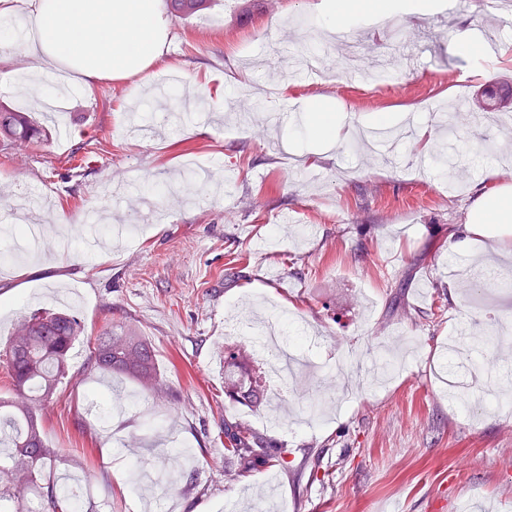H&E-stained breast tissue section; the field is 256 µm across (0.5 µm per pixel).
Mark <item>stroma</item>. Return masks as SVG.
Instances as JSON below:
<instances>
[{
  "label": "stroma",
  "instance_id": "obj_1",
  "mask_svg": "<svg viewBox=\"0 0 512 512\" xmlns=\"http://www.w3.org/2000/svg\"><path fill=\"white\" fill-rule=\"evenodd\" d=\"M311 0H233L172 17L159 71L175 68L197 95L140 96L142 118L173 113L146 139L126 133V82L64 105L69 136L0 140L7 203L38 196L37 221L126 210L111 246L47 238L0 276V350L19 317L81 296L77 340L44 431L57 475L82 477L84 512H512V412L466 413L455 394L480 391L472 362L512 374V252L449 250L479 185L512 135L501 124L442 129L437 107L474 101L512 80V30L495 57L454 43L480 35L493 0H443L441 11L356 20L326 37ZM325 57L297 79L290 58ZM222 97L223 111L212 108ZM325 97L342 132L311 141L295 119ZM396 136L367 140L375 113ZM431 142L404 137L406 124ZM287 319L304 373L288 375L282 415L224 398L220 346L262 352L252 313ZM151 340L162 390L146 395L90 360L105 321ZM239 421L284 446L283 459L239 472L219 433Z\"/></svg>",
  "mask_w": 512,
  "mask_h": 512
}]
</instances>
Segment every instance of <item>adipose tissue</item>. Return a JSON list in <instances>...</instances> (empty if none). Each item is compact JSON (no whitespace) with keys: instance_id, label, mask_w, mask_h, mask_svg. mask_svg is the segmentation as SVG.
Segmentation results:
<instances>
[{"instance_id":"adipose-tissue-1","label":"adipose tissue","mask_w":512,"mask_h":512,"mask_svg":"<svg viewBox=\"0 0 512 512\" xmlns=\"http://www.w3.org/2000/svg\"><path fill=\"white\" fill-rule=\"evenodd\" d=\"M434 0H324L317 15L325 30L350 26L365 11H434ZM170 36L165 0H0V74H15L19 93L51 100L58 78L72 92L112 82H146ZM512 223V189L479 192L453 248L501 253L493 227Z\"/></svg>"}]
</instances>
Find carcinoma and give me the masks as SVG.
<instances>
[{
  "mask_svg": "<svg viewBox=\"0 0 512 512\" xmlns=\"http://www.w3.org/2000/svg\"><path fill=\"white\" fill-rule=\"evenodd\" d=\"M215 0H167L178 17H196ZM43 129L33 113L0 104V139L30 142ZM82 334L78 316L46 310L23 318L13 331L5 362L10 396L0 398V512H76L75 494L51 475L55 453L42 426V406L53 399L68 368L70 350ZM92 360L98 369L134 382L143 393L156 391L160 374L151 341L132 324L105 323L94 338ZM266 378L252 355L237 345L224 347V395L229 401L259 408L266 400ZM224 459L242 470L266 463L272 444L251 428L224 423Z\"/></svg>",
  "mask_w": 512,
  "mask_h": 512,
  "instance_id": "obj_1",
  "label": "carcinoma"
}]
</instances>
